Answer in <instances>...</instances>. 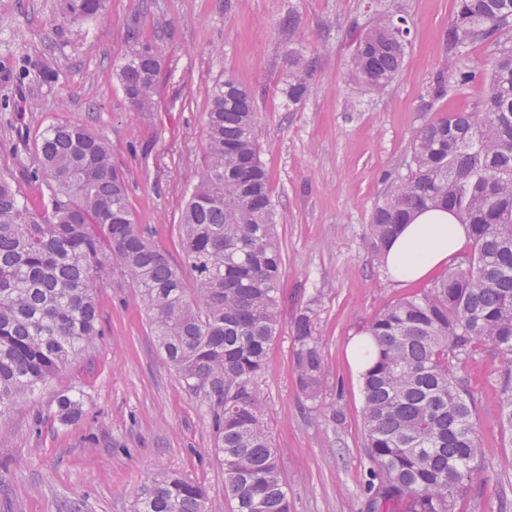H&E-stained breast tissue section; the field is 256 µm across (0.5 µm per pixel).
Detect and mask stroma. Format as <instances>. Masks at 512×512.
Segmentation results:
<instances>
[{
  "mask_svg": "<svg viewBox=\"0 0 512 512\" xmlns=\"http://www.w3.org/2000/svg\"><path fill=\"white\" fill-rule=\"evenodd\" d=\"M389 2L408 20L407 56L376 94L351 81L345 37L352 23L368 21L371 0H107L102 16L80 26L63 21L61 0H0V167L21 179L35 160V136L56 121L105 134L136 221L174 263L206 145V90L229 76L252 92L283 250L280 319L255 392L282 450L292 512L364 508L362 380L346 350L382 306L414 291L394 283L372 252L371 217L406 174L421 127L480 100L495 48L468 46L461 65L476 80L435 96L455 0ZM134 21L163 55L148 115L132 111L116 74ZM292 42L315 61L294 112L280 92ZM100 307L97 347L0 416V512H133L144 482L161 470L204 484L209 512H231L211 419L160 355L132 289H103ZM308 309L330 373L316 402L293 374L294 322ZM467 369L485 457L458 509L512 512V450L497 426L505 367L482 349ZM61 394L79 400V418L58 419Z\"/></svg>",
  "mask_w": 512,
  "mask_h": 512,
  "instance_id": "35a3bbf8",
  "label": "stroma"
}]
</instances>
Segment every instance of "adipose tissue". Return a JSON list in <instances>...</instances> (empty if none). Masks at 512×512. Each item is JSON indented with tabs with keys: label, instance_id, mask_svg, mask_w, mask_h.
<instances>
[{
	"label": "adipose tissue",
	"instance_id": "obj_1",
	"mask_svg": "<svg viewBox=\"0 0 512 512\" xmlns=\"http://www.w3.org/2000/svg\"><path fill=\"white\" fill-rule=\"evenodd\" d=\"M468 241V227L451 212L420 211L389 243L384 252L385 266L396 282L420 281L447 267Z\"/></svg>",
	"mask_w": 512,
	"mask_h": 512
}]
</instances>
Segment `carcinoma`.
<instances>
[{"label":"carcinoma","mask_w":512,"mask_h":512,"mask_svg":"<svg viewBox=\"0 0 512 512\" xmlns=\"http://www.w3.org/2000/svg\"><path fill=\"white\" fill-rule=\"evenodd\" d=\"M105 9L106 0H64L62 17L80 26ZM511 27L512 0H455L450 49L495 39L485 93L472 109L422 127L408 172L372 216L376 254L429 206L455 211L472 241L464 263L385 306L366 328L373 343L362 374L368 512H457L484 454L460 374L478 345L507 365L498 423L512 446V42L497 38ZM407 35V20L381 5L367 26H350L351 78L383 91L403 67ZM126 38L123 91L133 111L149 112L162 59L138 25ZM314 64L308 51L288 50L281 88L288 104L305 100ZM472 79L451 59L436 94ZM208 99L204 160L179 230L190 283L136 224L106 135L59 121L35 137L38 164L26 180L45 191L34 208L0 170V417L94 348L102 335L99 293L129 287L159 349L207 409L232 512H290L280 450L254 391L278 325L283 256L275 204L252 94L226 78ZM294 343L297 383L316 402L328 373L309 310L295 322ZM56 406L64 421L80 411L67 395ZM209 500L204 484L161 471L134 512H209Z\"/></svg>","instance_id":"obj_1"}]
</instances>
